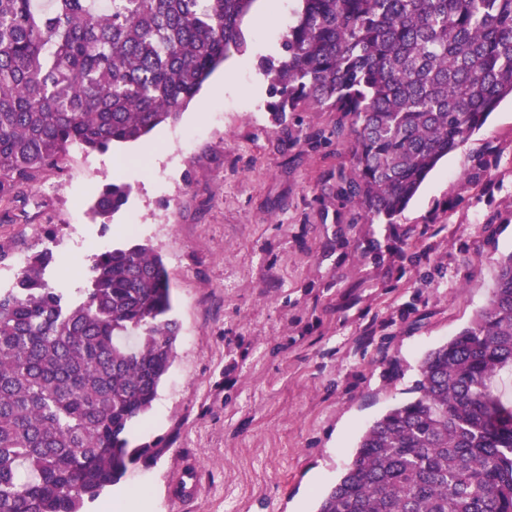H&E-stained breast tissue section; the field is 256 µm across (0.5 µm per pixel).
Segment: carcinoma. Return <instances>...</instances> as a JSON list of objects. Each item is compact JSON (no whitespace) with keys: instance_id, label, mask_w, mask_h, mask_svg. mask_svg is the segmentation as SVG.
<instances>
[{"instance_id":"obj_1","label":"carcinoma","mask_w":512,"mask_h":512,"mask_svg":"<svg viewBox=\"0 0 512 512\" xmlns=\"http://www.w3.org/2000/svg\"><path fill=\"white\" fill-rule=\"evenodd\" d=\"M282 57L261 62L283 133L302 102L339 112L353 176L336 196L368 222L512 98V0H296ZM254 0H0V200L72 149L106 152L178 119L234 48ZM130 192L108 183L94 212ZM41 252L0 288V512H88L128 466L173 364L172 277L144 244L52 288ZM512 253L489 304L420 364L416 396L362 433L317 512H512Z\"/></svg>"}]
</instances>
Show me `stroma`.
Instances as JSON below:
<instances>
[{
	"mask_svg": "<svg viewBox=\"0 0 512 512\" xmlns=\"http://www.w3.org/2000/svg\"><path fill=\"white\" fill-rule=\"evenodd\" d=\"M242 29L232 76L216 70L177 122L70 151L0 203L1 269L49 246L48 283L83 288L95 255L145 244L172 273L174 362L131 434L164 453L131 464L92 512H316L512 252L511 99L393 223L372 224L336 197L350 171L337 113L301 104L283 134L266 109L259 65L280 57L285 25ZM111 182L131 191L103 217L92 205ZM75 229L78 251L64 245ZM188 471L192 496L177 487Z\"/></svg>",
	"mask_w": 512,
	"mask_h": 512,
	"instance_id": "35a3bbf8",
	"label": "stroma"
}]
</instances>
